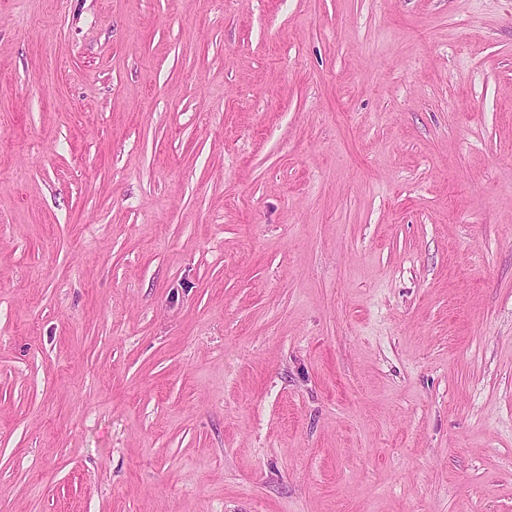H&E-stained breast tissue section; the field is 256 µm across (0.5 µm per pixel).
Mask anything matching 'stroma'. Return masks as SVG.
Instances as JSON below:
<instances>
[{
	"instance_id": "35a3bbf8",
	"label": "stroma",
	"mask_w": 512,
	"mask_h": 512,
	"mask_svg": "<svg viewBox=\"0 0 512 512\" xmlns=\"http://www.w3.org/2000/svg\"><path fill=\"white\" fill-rule=\"evenodd\" d=\"M0 512H512V0H0Z\"/></svg>"
}]
</instances>
